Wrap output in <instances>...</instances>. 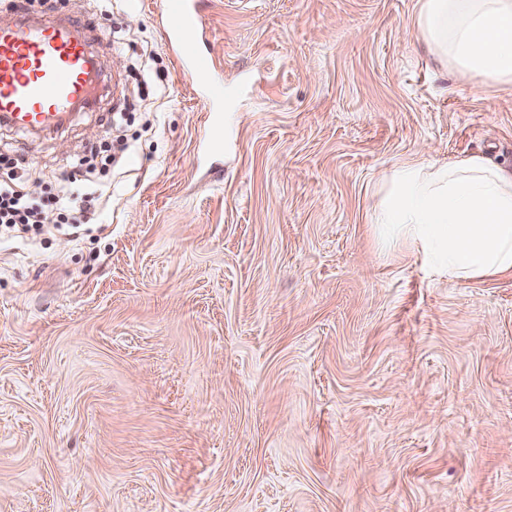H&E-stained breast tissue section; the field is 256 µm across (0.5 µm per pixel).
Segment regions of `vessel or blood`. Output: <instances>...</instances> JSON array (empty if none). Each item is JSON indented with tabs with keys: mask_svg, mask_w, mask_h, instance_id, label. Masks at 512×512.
Returning <instances> with one entry per match:
<instances>
[{
	"mask_svg": "<svg viewBox=\"0 0 512 512\" xmlns=\"http://www.w3.org/2000/svg\"><path fill=\"white\" fill-rule=\"evenodd\" d=\"M16 0L13 23L0 25V123L28 131L57 127L76 102L90 103L96 65L73 22L32 20ZM161 21L181 72L215 109L220 126L224 81L198 49L204 19L197 0H162Z\"/></svg>",
	"mask_w": 512,
	"mask_h": 512,
	"instance_id": "1",
	"label": "vessel or blood"
}]
</instances>
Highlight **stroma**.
I'll list each match as a JSON object with an SVG mask.
<instances>
[{"instance_id":"obj_1","label":"stroma","mask_w":512,"mask_h":512,"mask_svg":"<svg viewBox=\"0 0 512 512\" xmlns=\"http://www.w3.org/2000/svg\"><path fill=\"white\" fill-rule=\"evenodd\" d=\"M158 2L63 0L103 94L0 128L42 195L129 138L84 238L0 233V512H512V277L373 225L401 160L512 163V86L437 66L418 0H200L214 151Z\"/></svg>"}]
</instances>
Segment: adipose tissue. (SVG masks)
<instances>
[{
    "label": "adipose tissue",
    "instance_id": "obj_1",
    "mask_svg": "<svg viewBox=\"0 0 512 512\" xmlns=\"http://www.w3.org/2000/svg\"><path fill=\"white\" fill-rule=\"evenodd\" d=\"M419 39L443 68L512 84V0H418ZM374 222L440 277L512 276V165L470 155L396 165Z\"/></svg>",
    "mask_w": 512,
    "mask_h": 512
}]
</instances>
